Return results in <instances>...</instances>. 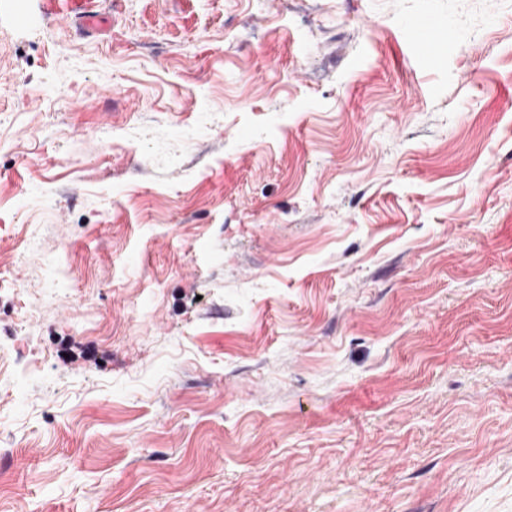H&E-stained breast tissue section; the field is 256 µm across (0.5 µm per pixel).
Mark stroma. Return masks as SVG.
I'll return each instance as SVG.
<instances>
[{
    "instance_id": "1",
    "label": "stroma",
    "mask_w": 512,
    "mask_h": 512,
    "mask_svg": "<svg viewBox=\"0 0 512 512\" xmlns=\"http://www.w3.org/2000/svg\"><path fill=\"white\" fill-rule=\"evenodd\" d=\"M0 512H512V0H0ZM413 38L419 54L430 57L436 54L441 47L440 33L433 20H425L419 23L414 31Z\"/></svg>"
}]
</instances>
